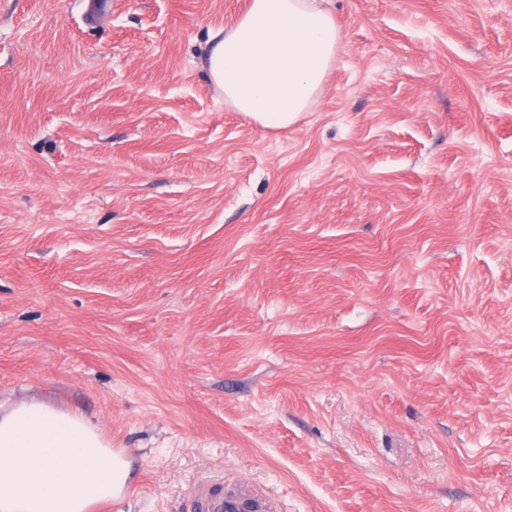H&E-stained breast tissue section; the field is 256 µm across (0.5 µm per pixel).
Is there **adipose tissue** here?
<instances>
[{
	"label": "adipose tissue",
	"mask_w": 512,
	"mask_h": 512,
	"mask_svg": "<svg viewBox=\"0 0 512 512\" xmlns=\"http://www.w3.org/2000/svg\"><path fill=\"white\" fill-rule=\"evenodd\" d=\"M339 42L319 0H250L204 66L225 103L278 131L314 105ZM130 473L79 413L37 401L0 413V512H91Z\"/></svg>",
	"instance_id": "1"
}]
</instances>
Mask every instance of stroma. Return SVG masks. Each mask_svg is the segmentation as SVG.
<instances>
[{
  "instance_id": "stroma-1",
  "label": "stroma",
  "mask_w": 512,
  "mask_h": 512,
  "mask_svg": "<svg viewBox=\"0 0 512 512\" xmlns=\"http://www.w3.org/2000/svg\"><path fill=\"white\" fill-rule=\"evenodd\" d=\"M0 0V404L126 449L94 512H512V0H326L280 131L203 66L249 0ZM191 512H264L266 505L247 491L224 493L222 483L205 480L192 493Z\"/></svg>"
}]
</instances>
